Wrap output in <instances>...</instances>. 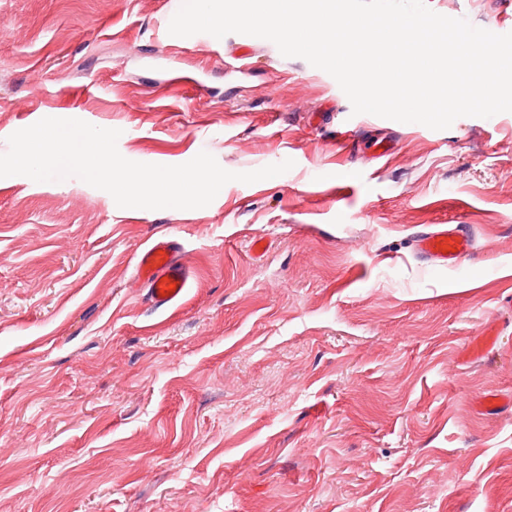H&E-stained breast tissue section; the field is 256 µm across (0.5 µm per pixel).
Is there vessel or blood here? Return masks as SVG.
Here are the masks:
<instances>
[{"mask_svg": "<svg viewBox=\"0 0 512 512\" xmlns=\"http://www.w3.org/2000/svg\"><path fill=\"white\" fill-rule=\"evenodd\" d=\"M413 256L427 267L447 270L474 254L476 241L469 224H420L409 236ZM138 281L147 290L155 309L181 305L190 286L192 272L180 258L177 240L156 236L134 256Z\"/></svg>", "mask_w": 512, "mask_h": 512, "instance_id": "obj_1", "label": "vessel or blood"}]
</instances>
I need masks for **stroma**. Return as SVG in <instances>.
<instances>
[{"mask_svg":"<svg viewBox=\"0 0 512 512\" xmlns=\"http://www.w3.org/2000/svg\"><path fill=\"white\" fill-rule=\"evenodd\" d=\"M426 3L512 32V0ZM0 18V154L55 117L120 130L135 162H295L190 210L0 178V512H512V412L474 407L512 395V326L461 357L512 295V112L356 115L263 38L173 56L157 0ZM410 224L475 225L478 250L430 270ZM161 233L193 272L168 311L134 276Z\"/></svg>","mask_w":512,"mask_h":512,"instance_id":"stroma-1","label":"stroma"}]
</instances>
